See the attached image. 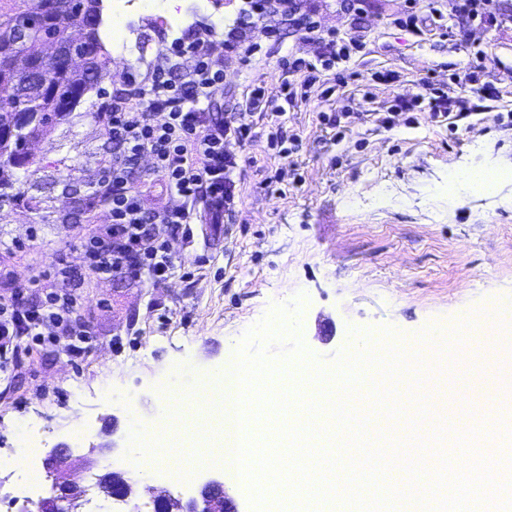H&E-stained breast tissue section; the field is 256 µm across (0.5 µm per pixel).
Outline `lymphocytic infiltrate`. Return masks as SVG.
Returning a JSON list of instances; mask_svg holds the SVG:
<instances>
[{"label":"lymphocytic infiltrate","mask_w":512,"mask_h":512,"mask_svg":"<svg viewBox=\"0 0 512 512\" xmlns=\"http://www.w3.org/2000/svg\"><path fill=\"white\" fill-rule=\"evenodd\" d=\"M299 27L320 52L313 61L283 58L282 90L290 103L305 100L320 69L349 61L365 48L355 36L325 38L308 19ZM223 91L224 71L215 67L205 40L185 36L165 46L163 61L150 79L128 78L125 89L107 104L104 117L112 161L91 204L109 208L112 220L95 225L78 240L92 274L134 280L146 274L153 284H161L176 263L160 227L190 226L201 213L213 224L234 215L241 200L237 180L253 162L246 150L258 138L253 121L266 119V100L263 87L254 84L236 111L224 113L217 100ZM144 156L153 161V175L180 197V205L144 208L143 190L131 178L134 165ZM30 286L43 291L41 303L27 305L21 288L0 296V367L7 366L11 356L40 345L48 327L67 337L68 354H84L90 330L77 314L80 296L66 255L58 256L52 278H31Z\"/></svg>","instance_id":"1"}]
</instances>
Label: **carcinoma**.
<instances>
[{
	"label": "carcinoma",
	"instance_id": "1",
	"mask_svg": "<svg viewBox=\"0 0 512 512\" xmlns=\"http://www.w3.org/2000/svg\"><path fill=\"white\" fill-rule=\"evenodd\" d=\"M80 12L103 16V0H0V118L18 109L37 115L15 133L0 136V201L13 198L15 170L32 164L21 142L48 134L111 75L102 24L88 26L80 44L70 39L68 26ZM18 53L28 56L33 67L47 68L48 85L16 69Z\"/></svg>",
	"mask_w": 512,
	"mask_h": 512
}]
</instances>
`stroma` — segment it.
<instances>
[{
	"instance_id": "stroma-1",
	"label": "stroma",
	"mask_w": 512,
	"mask_h": 512,
	"mask_svg": "<svg viewBox=\"0 0 512 512\" xmlns=\"http://www.w3.org/2000/svg\"><path fill=\"white\" fill-rule=\"evenodd\" d=\"M322 33L356 32L366 49L322 72L306 100L285 106L280 60L315 59L290 17L267 10L258 28H235L239 0H134L122 18L123 39L102 38L113 54L111 77L88 92L64 121L34 142V162L20 172L21 198L0 204V294L55 269L59 251L79 280V315L92 345L75 360L57 346L19 356L13 374L0 375V512H31L50 481L29 482L20 443L39 431L46 450L67 444L90 460L89 475L128 473L145 433L165 414L158 391L171 381L195 385L223 364L246 331L276 304L305 295L295 323L306 350L331 365L358 332L389 326L402 344L425 328L456 334L503 298L512 299V181L490 195L449 192L448 176L478 165L512 170V0H491L482 18L463 21L452 0H296ZM439 16H432V9ZM417 10L419 32L394 21ZM168 24H160L159 16ZM453 34L441 38L440 28ZM279 33L268 40L265 30ZM207 34L211 58L224 69L225 109L232 92L264 81L271 107H284L283 126L299 134L297 175L273 176L278 159L265 154L270 131L255 130L256 163L241 183L232 223L196 224L192 236L165 230L179 266L165 284L89 273L74 241L92 224H107V208L88 198L112 157L104 104L127 76L149 77L174 38ZM259 43L252 66L228 62L227 35ZM480 58L486 93L460 98L453 75ZM392 70L386 86L375 73ZM347 77L336 81L337 74ZM429 78L457 103L452 122L432 118L411 101ZM353 113L343 132L322 114ZM391 117V128L380 120ZM205 265H198L200 256ZM512 332L485 339L492 356L474 373L487 383V411L474 428L480 456L500 460L489 432L512 424V378L497 355Z\"/></svg>"
}]
</instances>
